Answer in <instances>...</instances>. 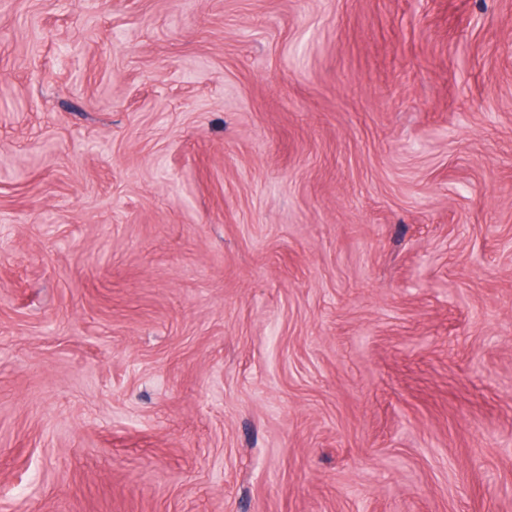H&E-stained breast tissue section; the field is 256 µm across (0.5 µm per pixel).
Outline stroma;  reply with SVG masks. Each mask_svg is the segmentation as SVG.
I'll list each match as a JSON object with an SVG mask.
<instances>
[{
  "mask_svg": "<svg viewBox=\"0 0 512 512\" xmlns=\"http://www.w3.org/2000/svg\"><path fill=\"white\" fill-rule=\"evenodd\" d=\"M0 512H512V0H0Z\"/></svg>",
  "mask_w": 512,
  "mask_h": 512,
  "instance_id": "35a3bbf8",
  "label": "stroma"
}]
</instances>
